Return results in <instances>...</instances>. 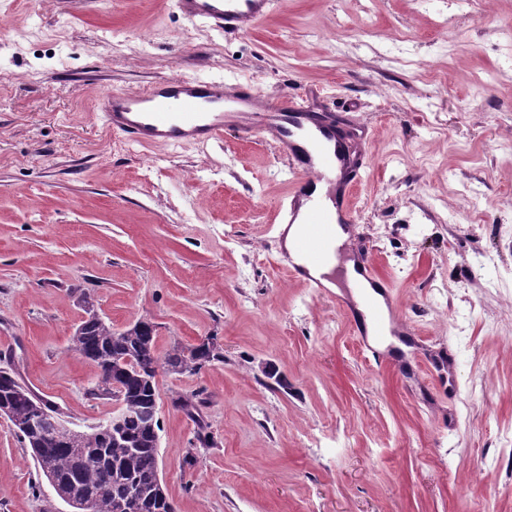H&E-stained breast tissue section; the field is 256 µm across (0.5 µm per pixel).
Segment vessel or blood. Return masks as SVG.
I'll use <instances>...</instances> for the list:
<instances>
[{
  "label": "vessel or blood",
  "mask_w": 512,
  "mask_h": 512,
  "mask_svg": "<svg viewBox=\"0 0 512 512\" xmlns=\"http://www.w3.org/2000/svg\"><path fill=\"white\" fill-rule=\"evenodd\" d=\"M272 4L273 0H172L184 19L204 22L221 33L251 31ZM96 109L114 136L143 147L206 146L223 141L228 131L244 141L258 135L273 140L293 173L278 221L303 227L293 248L281 250L280 261L310 287H321V279L311 271L328 261L336 232L353 233V190L364 177L361 162L336 134L335 117L308 111L285 96L261 93L248 82L229 86L190 76L160 79L135 93H102ZM353 260L360 301L346 306L347 318L377 366L393 364L400 376L411 377L406 357L391 361L378 346L388 335L400 337L406 347L417 346L414 331L402 322L391 282L366 251H357Z\"/></svg>",
  "instance_id": "obj_1"
}]
</instances>
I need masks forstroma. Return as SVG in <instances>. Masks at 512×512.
<instances>
[{
  "label": "stroma",
  "instance_id": "obj_1",
  "mask_svg": "<svg viewBox=\"0 0 512 512\" xmlns=\"http://www.w3.org/2000/svg\"><path fill=\"white\" fill-rule=\"evenodd\" d=\"M512 0H274L244 35L170 0H0V370L81 430L106 424L70 347L89 295L157 348L176 512H512ZM176 75L249 81L335 115L371 173L354 245L423 344L419 379L366 354L333 296L288 276L271 139L115 138L96 99ZM454 353L456 394L428 358ZM193 396L194 416L175 407ZM0 418V512H65Z\"/></svg>",
  "mask_w": 512,
  "mask_h": 512
}]
</instances>
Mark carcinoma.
<instances>
[{"label":"carcinoma","instance_id":"cac0c4a2","mask_svg":"<svg viewBox=\"0 0 512 512\" xmlns=\"http://www.w3.org/2000/svg\"><path fill=\"white\" fill-rule=\"evenodd\" d=\"M88 318L71 338V349L98 369L94 391L122 403L123 433L108 438L103 429L84 432L83 448L45 440L25 442L42 474L56 475L66 491L77 497L92 495L91 512H175L160 478L158 438L160 421L156 376L159 370L183 375L198 373L219 357L211 342L193 347L173 346L160 355L155 326L139 320L122 331L94 313L88 296L82 297ZM6 401L13 417L28 418L46 409L48 402L0 371V402Z\"/></svg>","mask_w":512,"mask_h":512}]
</instances>
